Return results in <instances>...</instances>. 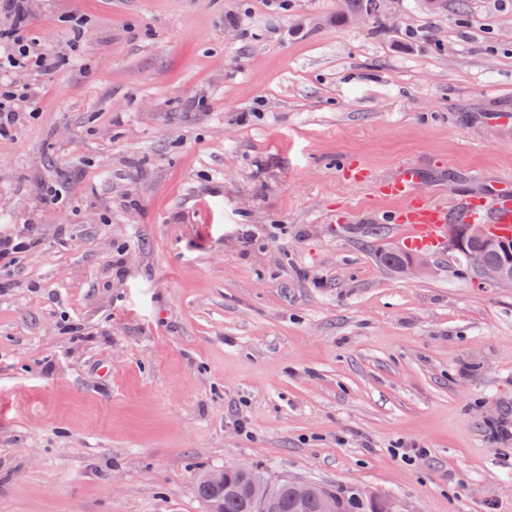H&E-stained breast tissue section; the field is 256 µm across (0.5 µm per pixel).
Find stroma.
Listing matches in <instances>:
<instances>
[{"label":"stroma","mask_w":512,"mask_h":512,"mask_svg":"<svg viewBox=\"0 0 512 512\" xmlns=\"http://www.w3.org/2000/svg\"><path fill=\"white\" fill-rule=\"evenodd\" d=\"M465 2L33 0L66 55L0 139V232L41 240L0 260V512H210L234 466L512 512V288L378 259L398 168L512 182V0ZM377 12L376 2L374 0H344V11L340 14V19L346 21L351 19L353 16V22L360 23L367 19L365 14L372 13L375 17V23L377 27L384 28L383 19L380 16L375 15ZM362 14V15H359Z\"/></svg>","instance_id":"obj_1"}]
</instances>
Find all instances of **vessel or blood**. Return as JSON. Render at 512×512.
<instances>
[{"instance_id": "obj_1", "label": "vessel or blood", "mask_w": 512, "mask_h": 512, "mask_svg": "<svg viewBox=\"0 0 512 512\" xmlns=\"http://www.w3.org/2000/svg\"><path fill=\"white\" fill-rule=\"evenodd\" d=\"M421 172L413 166L399 168L387 181L384 193L398 200L396 222L405 233L406 245L420 249L438 247L450 222L462 220L491 225L494 231H512V183H506L487 197L471 200L456 210L419 199L415 187Z\"/></svg>"}]
</instances>
